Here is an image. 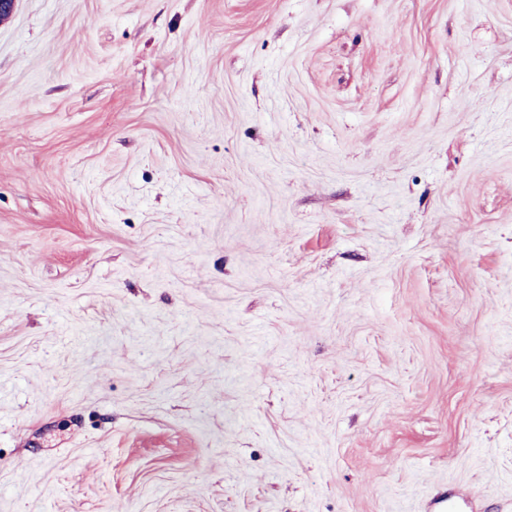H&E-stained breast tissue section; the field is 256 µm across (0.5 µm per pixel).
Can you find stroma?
<instances>
[{"mask_svg":"<svg viewBox=\"0 0 512 512\" xmlns=\"http://www.w3.org/2000/svg\"><path fill=\"white\" fill-rule=\"evenodd\" d=\"M0 512H512V0H20Z\"/></svg>","mask_w":512,"mask_h":512,"instance_id":"35a3bbf8","label":"stroma"}]
</instances>
